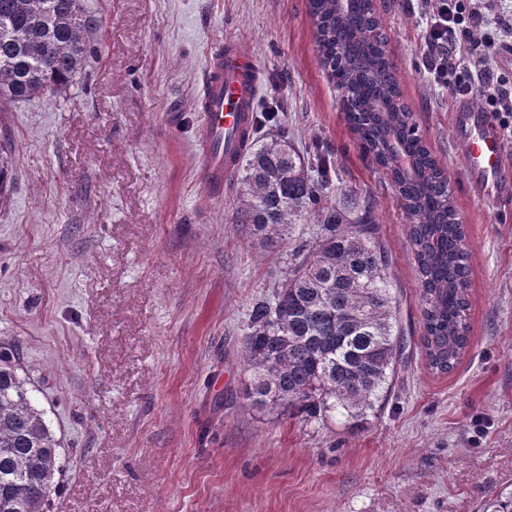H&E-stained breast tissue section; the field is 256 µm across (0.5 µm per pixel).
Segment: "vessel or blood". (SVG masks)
<instances>
[{
  "mask_svg": "<svg viewBox=\"0 0 512 512\" xmlns=\"http://www.w3.org/2000/svg\"><path fill=\"white\" fill-rule=\"evenodd\" d=\"M262 84V70L239 44L227 42L210 53L195 102L202 116L203 178L210 195L223 193L224 181L233 174L252 135ZM459 132L469 180L483 198H499L505 192L500 139L484 129L475 110L465 114Z\"/></svg>",
  "mask_w": 512,
  "mask_h": 512,
  "instance_id": "1",
  "label": "vessel or blood"
}]
</instances>
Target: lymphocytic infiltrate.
<instances>
[{
	"mask_svg": "<svg viewBox=\"0 0 512 512\" xmlns=\"http://www.w3.org/2000/svg\"><path fill=\"white\" fill-rule=\"evenodd\" d=\"M424 68L434 85L512 112V10L496 0H424Z\"/></svg>",
	"mask_w": 512,
	"mask_h": 512,
	"instance_id": "f902f5d3",
	"label": "lymphocytic infiltrate"
}]
</instances>
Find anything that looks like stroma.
<instances>
[{"label": "stroma", "instance_id": "obj_1", "mask_svg": "<svg viewBox=\"0 0 512 512\" xmlns=\"http://www.w3.org/2000/svg\"><path fill=\"white\" fill-rule=\"evenodd\" d=\"M105 37L73 85L0 109L15 180L0 205V349L60 442L49 512H478L512 489V192L467 178L462 109L434 87L411 0H375L419 133L448 172L472 257L470 346L426 365L417 265L386 174L364 153L315 45L307 0H86ZM239 42L303 149L369 206L405 339L388 401L361 418L252 407L250 304L288 272L199 179L194 99L208 53Z\"/></svg>", "mask_w": 512, "mask_h": 512}]
</instances>
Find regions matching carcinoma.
<instances>
[{
    "label": "carcinoma",
    "instance_id": "obj_1",
    "mask_svg": "<svg viewBox=\"0 0 512 512\" xmlns=\"http://www.w3.org/2000/svg\"><path fill=\"white\" fill-rule=\"evenodd\" d=\"M329 80L346 95L362 149L391 180L409 223L419 271L427 366L452 371L470 344L469 254L448 174L400 104L393 64L373 0H308ZM101 18L85 0H0V101L20 103L68 89L91 54ZM11 151L0 146V202L13 185ZM241 186L235 223L273 246L298 217L319 234L289 254L281 287L257 296L245 336L252 374L246 396L309 419L336 409L360 417L385 400L403 339L389 288V256L368 208L333 203L316 145L299 151L288 127L251 139L234 172ZM0 351V512H46L64 469L59 441ZM483 512H512V492Z\"/></svg>",
    "mask_w": 512,
    "mask_h": 512
}]
</instances>
